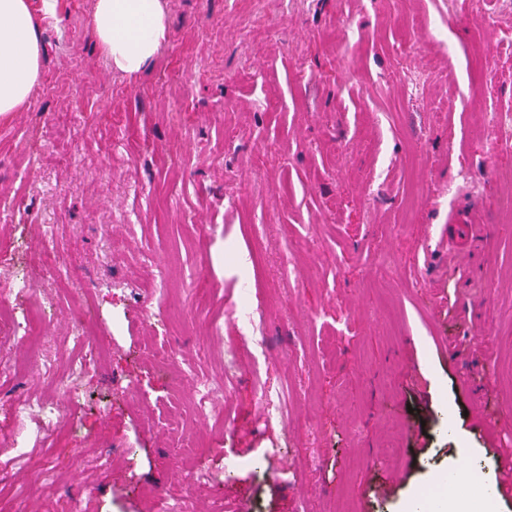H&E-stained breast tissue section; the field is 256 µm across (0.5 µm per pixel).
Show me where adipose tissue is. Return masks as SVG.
Returning <instances> with one entry per match:
<instances>
[{
	"label": "adipose tissue",
	"instance_id": "1",
	"mask_svg": "<svg viewBox=\"0 0 512 512\" xmlns=\"http://www.w3.org/2000/svg\"><path fill=\"white\" fill-rule=\"evenodd\" d=\"M91 27L106 66L138 76L169 39L167 0H93ZM40 79L30 0H0V117L22 111Z\"/></svg>",
	"mask_w": 512,
	"mask_h": 512
}]
</instances>
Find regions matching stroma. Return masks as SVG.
<instances>
[{"mask_svg": "<svg viewBox=\"0 0 512 512\" xmlns=\"http://www.w3.org/2000/svg\"><path fill=\"white\" fill-rule=\"evenodd\" d=\"M30 2L43 73L0 119V300L47 317L34 342L0 334V512H154L189 470L228 458L237 489L197 487L193 512H237L242 496L249 512H412L464 449L479 480H498L512 452V222L499 204L512 147L490 151L482 129L512 110V0H261L257 15L251 0H167L169 41L134 78L106 67L93 0H60L52 17ZM447 17L444 47L429 31ZM403 39L414 55H396ZM404 77L420 79L416 98ZM462 167L485 198L448 196ZM228 192L256 209L229 208ZM471 208L467 264L423 250ZM126 212L134 226L119 224ZM46 232L71 265L60 285ZM161 272L156 301L142 286ZM246 276L269 312L259 363L224 320ZM79 302L104 361L53 443L16 457L13 402L60 401L51 379L73 354ZM188 367L227 382L210 418ZM264 385L291 390L288 423L263 415Z\"/></svg>", "mask_w": 512, "mask_h": 512, "instance_id": "1", "label": "stroma"}]
</instances>
